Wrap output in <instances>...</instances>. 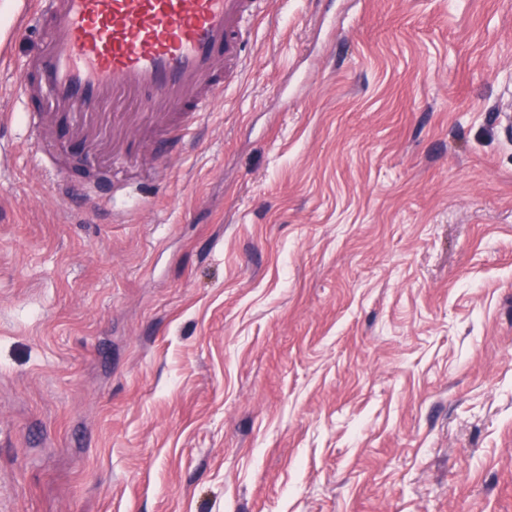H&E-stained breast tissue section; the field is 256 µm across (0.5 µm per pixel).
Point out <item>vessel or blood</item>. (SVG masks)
I'll return each instance as SVG.
<instances>
[{"instance_id":"obj_1","label":"vessel or blood","mask_w":512,"mask_h":512,"mask_svg":"<svg viewBox=\"0 0 512 512\" xmlns=\"http://www.w3.org/2000/svg\"><path fill=\"white\" fill-rule=\"evenodd\" d=\"M268 0H24L39 44L17 93L41 111L102 133L106 112L127 98L194 115L209 111L247 64L244 24Z\"/></svg>"}]
</instances>
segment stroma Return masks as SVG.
<instances>
[{
    "instance_id": "obj_1",
    "label": "stroma",
    "mask_w": 512,
    "mask_h": 512,
    "mask_svg": "<svg viewBox=\"0 0 512 512\" xmlns=\"http://www.w3.org/2000/svg\"><path fill=\"white\" fill-rule=\"evenodd\" d=\"M154 143L0 57V512H512V0H270Z\"/></svg>"
}]
</instances>
